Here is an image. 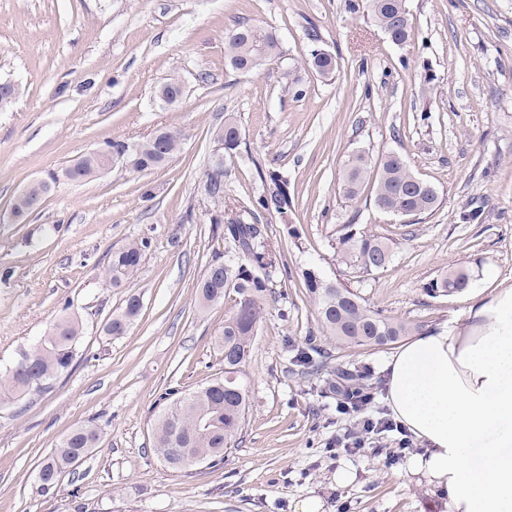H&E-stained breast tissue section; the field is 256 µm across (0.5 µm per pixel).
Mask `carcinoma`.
Returning <instances> with one entry per match:
<instances>
[{"label":"carcinoma","mask_w":512,"mask_h":512,"mask_svg":"<svg viewBox=\"0 0 512 512\" xmlns=\"http://www.w3.org/2000/svg\"><path fill=\"white\" fill-rule=\"evenodd\" d=\"M368 15L391 41L399 46L411 37L404 0H368ZM225 55L232 68L249 72L276 63L283 50L275 31L243 20L230 30L224 41ZM316 73L328 76L336 69V58L322 49L310 51L307 60ZM155 96L171 105L182 96V86L175 79L160 84ZM214 141L224 155L233 156L241 145V133L235 121L225 119L214 131ZM135 149L115 154L122 143L110 150L89 152L67 167V179L83 181L97 177L115 166L144 171L166 165L182 148V135L176 130L157 129L149 137L133 142ZM370 158L356 153L345 167L343 189L351 200L358 197ZM376 206L403 216H423L435 210L438 192L429 182L414 175L406 161L396 153L380 158L377 168ZM262 193L249 206L239 205L224 190V163L211 162L205 173L203 191L213 209L226 213V220L213 219V233L223 235L233 255L214 259L197 283L201 308L224 300L226 292L234 295L232 311L224 318L218 345L224 351V376L205 382L196 391L178 397L158 418L154 426V452L172 469L187 475L197 467L224 463V453L234 446L241 431L247 403V386L240 379L248 361L253 338L257 335L271 296L270 269L279 265L281 254L269 236L267 227L255 224L256 212H285L290 206L288 179L271 172L262 180ZM46 182L31 183L15 198L12 213L25 219L50 192ZM343 260L362 273L385 267L392 258L388 243L367 232L347 230L339 239ZM148 241H133L112 253L103 273L105 284L120 288L131 284L140 269ZM303 286L314 304L318 326L326 336L340 343L357 346H385L403 336L422 333L427 325L404 322L384 316L362 304L345 286L325 281L313 268L302 271ZM475 271L468 266L450 268L426 284L431 296L446 295L448 290L462 292L469 288ZM141 310L139 297L132 295L123 310L112 316L105 328L108 336H124ZM82 334L79 320L73 316L57 320L35 344L19 350L13 364L0 375V405L14 404L44 391L72 367ZM299 360L311 373L329 369L328 356L315 359L303 352ZM100 439L96 425H81L65 435L41 462L38 478L45 488L54 486L57 477L85 459Z\"/></svg>","instance_id":"obj_1"}]
</instances>
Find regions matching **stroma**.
<instances>
[{
  "instance_id": "stroma-1",
  "label": "stroma",
  "mask_w": 512,
  "mask_h": 512,
  "mask_svg": "<svg viewBox=\"0 0 512 512\" xmlns=\"http://www.w3.org/2000/svg\"><path fill=\"white\" fill-rule=\"evenodd\" d=\"M412 28L403 46L367 16V0H0V81L18 89L0 109V372L65 313L83 324L79 354L49 390L0 407V512H296L318 498L321 512H444L442 501L371 448L331 447L352 424L338 415L331 376L302 374L298 351L330 352L336 368L382 373L393 346L347 345L321 335L299 269L313 267L371 309L438 327L461 318L467 293L431 297L424 286L448 266L477 272L490 298L512 288V0H405ZM272 28L284 56L242 73L224 56L239 21ZM336 58L325 78L305 60ZM295 70L299 94L284 93ZM177 78L170 106L157 85ZM233 118L239 154L224 160V188L249 204L261 171L287 176L292 205L259 213L283 240V269L243 372L249 386L242 434L224 462L186 476L153 451L154 422L172 394L223 375L216 338L234 301L200 309L196 284L223 237L201 187L216 156L212 132ZM160 128L183 135L166 166L114 167L74 182L63 169L86 152ZM402 155L433 184L437 208L421 219L374 203L367 175L357 199L343 192L352 153ZM55 183L23 222L9 213L36 178ZM480 209L467 223V206ZM388 239L392 259L364 274L341 260L345 225ZM148 247L136 279L108 288L113 251ZM139 296L128 333L104 324ZM101 429L75 473L43 490L42 460L74 427ZM347 484H338L339 471Z\"/></svg>"
}]
</instances>
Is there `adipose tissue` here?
I'll return each instance as SVG.
<instances>
[{
    "label": "adipose tissue",
    "mask_w": 512,
    "mask_h": 512,
    "mask_svg": "<svg viewBox=\"0 0 512 512\" xmlns=\"http://www.w3.org/2000/svg\"><path fill=\"white\" fill-rule=\"evenodd\" d=\"M387 404L424 444L407 462L445 512H512V289L473 294L463 322L385 363Z\"/></svg>",
    "instance_id": "adipose-tissue-1"
}]
</instances>
